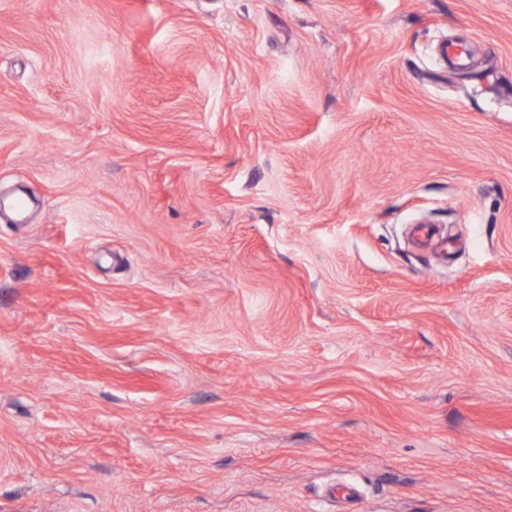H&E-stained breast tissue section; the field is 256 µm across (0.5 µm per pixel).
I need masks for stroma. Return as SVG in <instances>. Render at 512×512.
Listing matches in <instances>:
<instances>
[{
	"label": "stroma",
	"mask_w": 512,
	"mask_h": 512,
	"mask_svg": "<svg viewBox=\"0 0 512 512\" xmlns=\"http://www.w3.org/2000/svg\"><path fill=\"white\" fill-rule=\"evenodd\" d=\"M17 194L0 512H512V0H0Z\"/></svg>",
	"instance_id": "1"
}]
</instances>
